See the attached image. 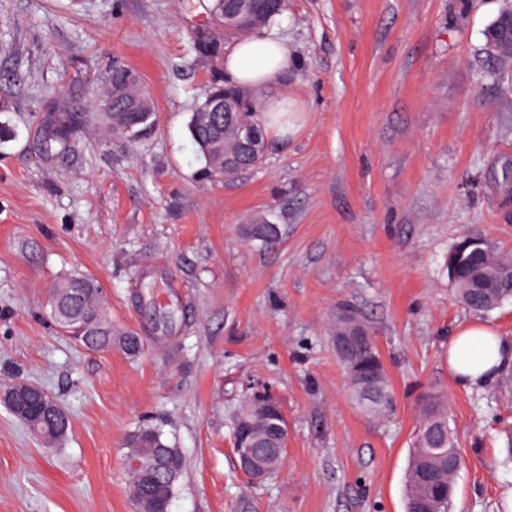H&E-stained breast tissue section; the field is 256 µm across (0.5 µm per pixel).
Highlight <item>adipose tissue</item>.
<instances>
[{
  "label": "adipose tissue",
  "mask_w": 512,
  "mask_h": 512,
  "mask_svg": "<svg viewBox=\"0 0 512 512\" xmlns=\"http://www.w3.org/2000/svg\"><path fill=\"white\" fill-rule=\"evenodd\" d=\"M293 62L287 43L274 35L261 33L238 39L224 55V71L238 84L271 90L266 109L273 112L268 129L286 136L294 124V102L288 94L276 91L278 77ZM512 367V339L495 326L478 319L458 325L448 335V373L456 385L468 388L493 384L500 373Z\"/></svg>",
  "instance_id": "adipose-tissue-1"
}]
</instances>
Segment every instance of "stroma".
<instances>
[{"label":"stroma","mask_w":512,"mask_h":512,"mask_svg":"<svg viewBox=\"0 0 512 512\" xmlns=\"http://www.w3.org/2000/svg\"><path fill=\"white\" fill-rule=\"evenodd\" d=\"M209 2L0 0V389L38 384L71 420L46 443L0 405V512H134L125 443L148 422L185 459L170 512H403L428 386L464 459L452 512H507L512 371L450 379L448 335L474 314L445 269L467 235L512 254V65L484 52L501 0H286L269 29L295 58L281 87L301 118L232 181L203 175L188 131L218 70L194 45ZM115 64L155 112L137 137L94 120ZM56 112L75 132L48 155ZM260 219L276 248L244 240ZM72 274L102 285L110 350L51 321ZM343 300L374 330L391 421L351 399ZM249 380L288 420L285 465L258 486L231 444Z\"/></svg>","instance_id":"stroma-1"}]
</instances>
